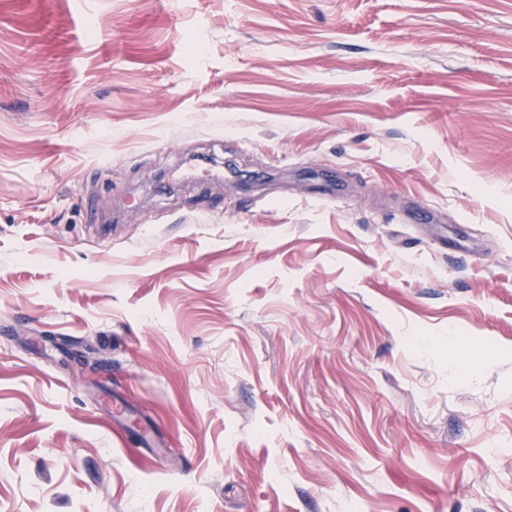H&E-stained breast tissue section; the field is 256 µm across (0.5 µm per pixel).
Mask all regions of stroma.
I'll return each mask as SVG.
<instances>
[{
  "instance_id": "1",
  "label": "stroma",
  "mask_w": 512,
  "mask_h": 512,
  "mask_svg": "<svg viewBox=\"0 0 512 512\" xmlns=\"http://www.w3.org/2000/svg\"><path fill=\"white\" fill-rule=\"evenodd\" d=\"M203 501L512 512V0H0V512Z\"/></svg>"
}]
</instances>
